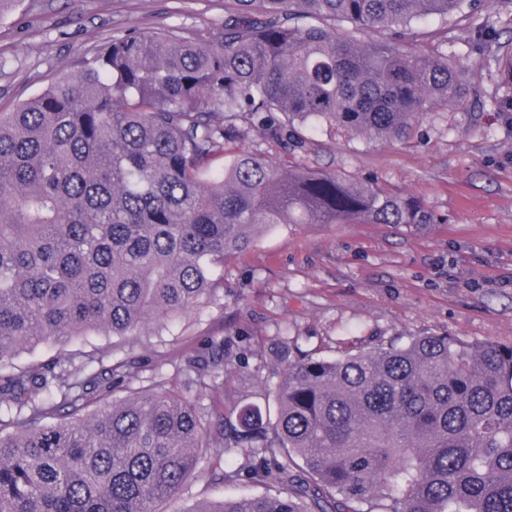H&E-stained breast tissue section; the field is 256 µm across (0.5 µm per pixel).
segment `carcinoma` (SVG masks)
Returning <instances> with one entry per match:
<instances>
[{
  "label": "carcinoma",
  "instance_id": "cac0c4a2",
  "mask_svg": "<svg viewBox=\"0 0 512 512\" xmlns=\"http://www.w3.org/2000/svg\"><path fill=\"white\" fill-rule=\"evenodd\" d=\"M474 3L224 0L216 33L129 29L0 112V512H165L217 446L249 453L212 476L264 493L187 512H512V344L430 334L328 360L284 340L273 402L228 413L164 380L135 390L121 361L14 366L187 312L271 224L433 223L387 187L237 144L402 142L436 105L466 109L471 71L445 47ZM495 44L512 90V38ZM223 362L196 355L184 384Z\"/></svg>",
  "mask_w": 512,
  "mask_h": 512
}]
</instances>
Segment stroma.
<instances>
[{
    "instance_id": "35a3bbf8",
    "label": "stroma",
    "mask_w": 512,
    "mask_h": 512,
    "mask_svg": "<svg viewBox=\"0 0 512 512\" xmlns=\"http://www.w3.org/2000/svg\"><path fill=\"white\" fill-rule=\"evenodd\" d=\"M224 0H19L0 14V112L77 72L97 47L130 28H220ZM451 46L476 72L466 111L437 106L407 143L315 135L296 157L379 183L421 200L434 221L389 224H275L245 252L212 271V289L194 310L148 325L117 342L97 331L23 353L18 365L44 364L80 350L129 365L132 387L165 378L209 344L224 364L203 404L234 406L259 390L277 367L280 339L333 359L345 349L394 337L448 333L469 341L512 343V111L499 107L494 29L512 37V4L450 19ZM242 454L212 449L166 512L202 500L256 494L246 482L223 484L213 463Z\"/></svg>"
}]
</instances>
